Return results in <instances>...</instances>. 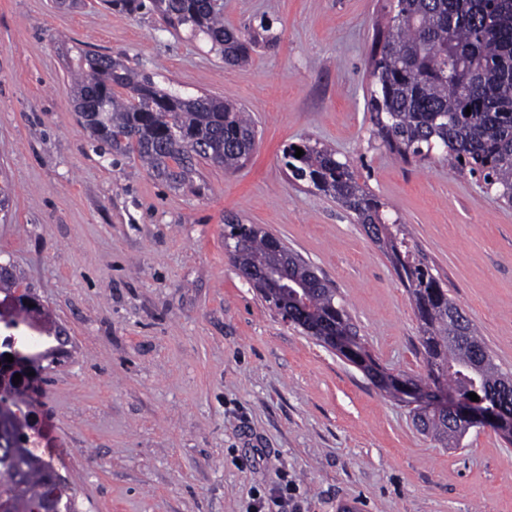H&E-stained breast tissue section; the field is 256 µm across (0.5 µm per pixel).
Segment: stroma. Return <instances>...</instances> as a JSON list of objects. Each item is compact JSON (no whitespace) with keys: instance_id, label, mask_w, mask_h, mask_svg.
<instances>
[{"instance_id":"1","label":"stroma","mask_w":512,"mask_h":512,"mask_svg":"<svg viewBox=\"0 0 512 512\" xmlns=\"http://www.w3.org/2000/svg\"><path fill=\"white\" fill-rule=\"evenodd\" d=\"M395 5L224 0L225 27L272 34L228 66L150 13L0 0V261L69 334L34 417L81 512H512V444L488 427L455 449L420 434L406 403L282 321L224 250L230 216L278 236L335 288L380 367L423 373L389 261L281 161L288 144L324 145L408 225L512 371V206L374 133L370 59ZM84 50L242 106L256 127L244 166L200 161L174 189L99 150L74 103Z\"/></svg>"}]
</instances>
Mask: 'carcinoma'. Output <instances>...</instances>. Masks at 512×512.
<instances>
[{
	"instance_id": "1",
	"label": "carcinoma",
	"mask_w": 512,
	"mask_h": 512,
	"mask_svg": "<svg viewBox=\"0 0 512 512\" xmlns=\"http://www.w3.org/2000/svg\"><path fill=\"white\" fill-rule=\"evenodd\" d=\"M109 8L132 14L153 12L177 30L203 35L224 63L250 58L257 38L224 27V12L212 0H104ZM375 134L392 153L423 160L435 148L458 171H468L496 187V199L512 205V0H397L383 49L372 59ZM74 97L83 125L109 151L133 154L174 186L193 184L199 158L232 172L255 145L254 122L245 110L211 96H190L161 87L154 75L120 57L96 51L79 56ZM471 114H465L466 109ZM303 155L295 157L296 148ZM288 176L336 200L360 224L391 263L418 322L424 377L403 376L421 388L430 383L467 399L496 394L512 375L492 352L441 279L406 225L389 221L387 205L358 182L350 165L319 144H290L283 151ZM224 246L237 274L278 263L288 252V289L254 288L276 312L283 300L304 293L308 320L288 312V323L318 338L327 321L343 336L353 333L351 316L336 301V289L314 275L311 265L273 234H260L237 218L225 222ZM13 266L0 264V327L8 336L0 348L44 369L56 348L31 350L21 328L62 344L65 331L53 326L36 298L17 293ZM29 304H24L23 298ZM30 406L26 390L0 395V501L5 512H77L62 478L31 449L27 433ZM417 430L443 448H458L471 428L450 426L448 417L412 410Z\"/></svg>"
}]
</instances>
